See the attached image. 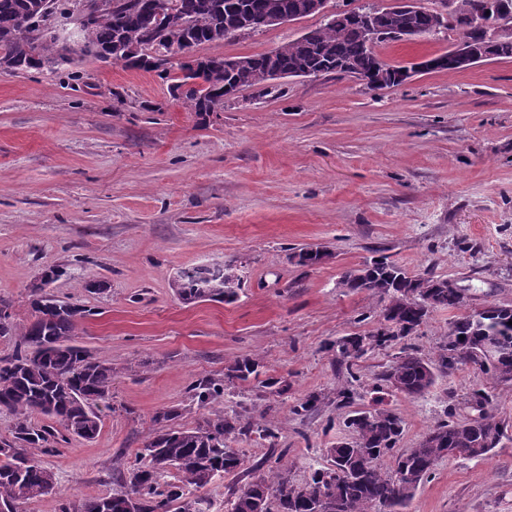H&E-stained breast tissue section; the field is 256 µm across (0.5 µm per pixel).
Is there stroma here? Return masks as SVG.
<instances>
[{
	"mask_svg": "<svg viewBox=\"0 0 512 512\" xmlns=\"http://www.w3.org/2000/svg\"><path fill=\"white\" fill-rule=\"evenodd\" d=\"M322 23L311 15L197 52L257 55ZM453 41L443 33L377 51L403 65ZM81 70L79 84L63 66L0 71V298L27 322L42 272L63 268L48 293L94 311L73 343L114 369L99 435L70 438L44 456L58 490L24 512H59L61 501L78 507L112 493L154 414L174 409L178 426H195L208 411L192 403L190 386L223 379L245 357L288 389L278 395L237 381L224 390V410L274 418L280 438L273 446L255 433L228 440L243 471L203 489L210 512H231L255 467L304 484L327 467V449L351 437L337 391L354 385L356 408H373L369 387L400 351L368 353L349 373L325 349L378 324L381 298L343 284L371 259L446 278L469 306H512V58L425 72L379 91L333 74L290 78L280 92L247 89L207 114L173 100L156 73L91 56ZM303 247L329 256L299 265L294 254ZM213 264L240 276L236 301L180 303L174 273ZM94 278L108 292L89 294ZM457 315L432 311L408 344L432 356ZM488 384L466 368L438 376L423 395H386L404 421L399 450L414 447L448 408L466 418L452 399ZM312 393L324 403L296 414ZM497 393L510 427L494 453L443 459L400 512H512V388Z\"/></svg>",
	"mask_w": 512,
	"mask_h": 512,
	"instance_id": "obj_1",
	"label": "stroma"
}]
</instances>
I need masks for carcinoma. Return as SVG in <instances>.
Wrapping results in <instances>:
<instances>
[{
	"label": "carcinoma",
	"mask_w": 512,
	"mask_h": 512,
	"mask_svg": "<svg viewBox=\"0 0 512 512\" xmlns=\"http://www.w3.org/2000/svg\"><path fill=\"white\" fill-rule=\"evenodd\" d=\"M93 19L79 31L80 53L105 61L116 49L130 59L126 66L152 71L169 83L170 95L194 112H221L229 89L261 85V74L275 69L283 74L327 75L340 67L357 78L378 71L374 47L363 30L344 11L327 17L324 24L296 40L259 55L239 56L235 67L215 59L205 72L203 84L188 86L189 77L171 69V61L144 59L155 44L173 52L224 40L226 29L254 24L269 0H94ZM478 0H454L458 15L474 16L468 37L482 48V33L497 23L494 14H476ZM185 19L183 25L161 28L156 4ZM72 0H0V69L32 72L46 65L66 64L74 71L78 60L64 53L66 47L43 29L45 10L59 13ZM441 13L419 6L408 11H386L376 17L377 26L392 33H426L441 24ZM328 257L321 249L302 248L298 264L312 266ZM344 285L365 289L387 299L382 309L385 327L343 336L328 344L336 363L352 371L354 362L367 353L411 336L438 308L460 309L467 296L448 286V279L412 275L388 260L374 259L343 279ZM177 298L184 304L198 301L232 302L241 278L229 265H202L180 270L172 280ZM32 319L15 321L13 304L0 298V338L15 339L13 355L0 364V408L12 412L11 438L0 440V512L13 509L55 489L53 472L39 455H51L56 444L75 435L97 437L101 416L97 408L112 398V365L96 359L83 347L71 344L78 324L93 315L84 305L32 290ZM259 363L243 359L227 368L225 381L201 379L192 386V397L210 416L191 428L175 427L180 413H155V428L136 453V463L116 476L121 490L88 501L81 512H210V502L198 495L213 480L237 474L240 455L226 446L235 435L258 433L275 445L279 429L271 418L256 423L224 413V382L259 380L261 387L284 391L281 381L259 379ZM471 367L492 380L490 389H479L464 401L477 416L439 422L413 448L396 452L403 420L393 410H355L347 418L352 440L327 449L330 466L317 469L310 481L294 486L282 472L258 474L235 493L232 512H375L409 500L419 484L429 478L446 457L484 459L499 445L507 425L496 413L495 390L512 384V306L490 305L480 316L468 311L448 326L430 358L404 347L386 370L375 378L370 391L386 389L413 397L425 393L440 375ZM53 421L39 425L34 418ZM392 459L386 469L383 459ZM176 470V481L165 480Z\"/></svg>",
	"instance_id": "obj_1"
}]
</instances>
